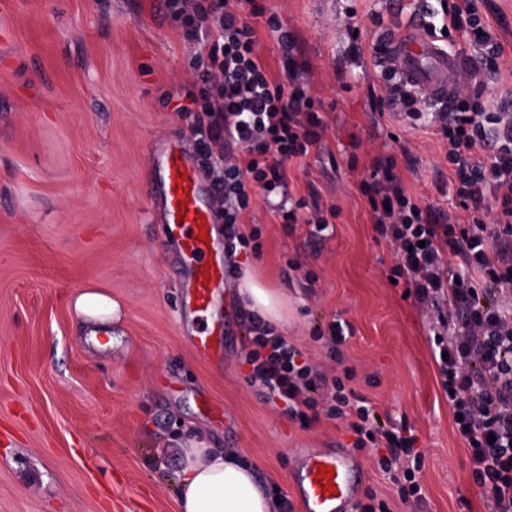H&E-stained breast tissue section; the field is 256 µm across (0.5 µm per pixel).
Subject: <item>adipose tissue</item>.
I'll return each instance as SVG.
<instances>
[{"label": "adipose tissue", "instance_id": "1", "mask_svg": "<svg viewBox=\"0 0 512 512\" xmlns=\"http://www.w3.org/2000/svg\"><path fill=\"white\" fill-rule=\"evenodd\" d=\"M242 304L263 320L282 326L287 321L286 298L281 289L268 287L250 269L238 283ZM73 308L85 320L89 335L119 319L121 308L99 290H85ZM179 512H275L276 502L261 488L256 472L233 454L188 441L179 448Z\"/></svg>", "mask_w": 512, "mask_h": 512}]
</instances>
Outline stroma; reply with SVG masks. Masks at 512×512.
<instances>
[{
    "mask_svg": "<svg viewBox=\"0 0 512 512\" xmlns=\"http://www.w3.org/2000/svg\"><path fill=\"white\" fill-rule=\"evenodd\" d=\"M258 2L268 72L281 78L290 60L306 62L328 123L323 146L288 163L290 192L339 216L322 239L304 224L290 232L255 194L240 228L258 231L261 248L235 262L286 292L282 332L309 363L329 367L314 335L347 321L351 388L384 422L414 429L422 502L400 501L368 446L355 448L365 479L352 512L371 491L390 512H490L441 387L431 320L391 283L392 247L358 191L381 151L426 204L454 203L438 136L374 106L378 37L402 29L420 0ZM271 14L294 36L293 52L268 29ZM350 16L361 26L357 58ZM193 75L165 0H12L0 11V512H177L176 449L189 438L231 450L271 496L294 503L300 450L354 448L347 421L301 428L249 382L238 273L217 308L228 329L223 365L193 354L182 263L149 193L154 143L196 153L192 128L205 115L190 109ZM88 288L124 310L94 337L71 307Z\"/></svg>",
    "mask_w": 512,
    "mask_h": 512,
    "instance_id": "obj_1",
    "label": "stroma"
}]
</instances>
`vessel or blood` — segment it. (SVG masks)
Here are the masks:
<instances>
[{
  "label": "vessel or blood",
  "instance_id": "b4317fda",
  "mask_svg": "<svg viewBox=\"0 0 512 512\" xmlns=\"http://www.w3.org/2000/svg\"><path fill=\"white\" fill-rule=\"evenodd\" d=\"M384 43L387 50L379 56L380 71L394 73L427 101L448 100V74L459 67L460 59L438 44L423 22L394 32L385 37ZM152 153L163 235L186 267L181 309L198 320L216 306L228 277V267L212 244L220 222L206 201L213 189L206 184L197 163L180 146L158 143ZM181 200L188 203L183 212L177 207ZM225 336L221 327L198 330L192 342L195 354L203 362L221 363ZM298 465L302 512H348L362 480L360 465L350 449H306L300 454ZM323 466L328 467V474H320ZM327 484L334 485V493L324 492Z\"/></svg>",
  "mask_w": 512,
  "mask_h": 512
}]
</instances>
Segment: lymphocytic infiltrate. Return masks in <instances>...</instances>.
Returning <instances> with one entry per match:
<instances>
[{
  "label": "lymphocytic infiltrate",
  "mask_w": 512,
  "mask_h": 512,
  "mask_svg": "<svg viewBox=\"0 0 512 512\" xmlns=\"http://www.w3.org/2000/svg\"><path fill=\"white\" fill-rule=\"evenodd\" d=\"M167 7L193 51L207 117L194 135L224 220L226 252L257 240L239 228L255 187L279 197L275 213L286 227L303 223L326 231L323 209L308 208L288 192L287 161L306 158L327 132L307 65L292 64L282 80L269 76L251 22L264 9L254 0H167ZM447 27L462 36L451 44L463 58L448 76L452 100L427 114L413 93L389 81L374 103L412 120L429 115L446 147L456 207L444 213L423 204L391 155L370 160L358 189L374 232L397 255L393 278L404 280L435 320V362L474 480L492 512H512V74L501 71L505 47L472 0H457ZM316 339L342 374L299 362L287 336L252 317L245 357L251 383L269 401L284 402L301 423L318 411L349 418L355 446L385 448L382 470L415 481L423 466L415 436L387 426L366 398L345 391L355 371L344 364L343 323L333 321Z\"/></svg>",
  "instance_id": "lymphocytic-infiltrate-1"
}]
</instances>
